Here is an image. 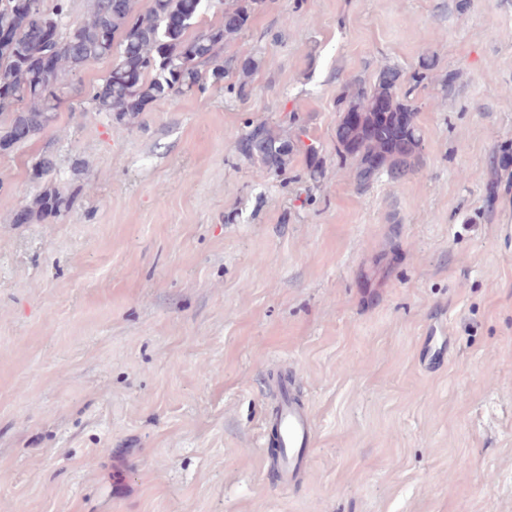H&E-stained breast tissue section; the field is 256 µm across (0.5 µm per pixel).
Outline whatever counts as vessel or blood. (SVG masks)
I'll list each match as a JSON object with an SVG mask.
<instances>
[{"label": "vessel or blood", "mask_w": 512, "mask_h": 512, "mask_svg": "<svg viewBox=\"0 0 512 512\" xmlns=\"http://www.w3.org/2000/svg\"><path fill=\"white\" fill-rule=\"evenodd\" d=\"M279 446L280 469L287 481H295L308 462V451L313 446L314 426L309 413L285 398L272 423Z\"/></svg>", "instance_id": "vessel-or-blood-1"}]
</instances>
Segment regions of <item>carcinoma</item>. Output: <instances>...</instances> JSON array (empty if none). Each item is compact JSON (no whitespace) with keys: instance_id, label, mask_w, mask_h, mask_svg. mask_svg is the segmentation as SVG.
I'll use <instances>...</instances> for the list:
<instances>
[{"instance_id":"obj_1","label":"carcinoma","mask_w":512,"mask_h":512,"mask_svg":"<svg viewBox=\"0 0 512 512\" xmlns=\"http://www.w3.org/2000/svg\"><path fill=\"white\" fill-rule=\"evenodd\" d=\"M68 0H0V152L13 150L42 133L56 120L63 104L62 89L81 70L100 59L116 57L111 70L94 88L88 112H108L119 124L132 126L141 112L177 94L205 93L224 83V44L245 31L265 0H230L223 21L190 35L212 6V0H91L88 16L67 28L61 21ZM259 67L251 55L234 61L238 91L246 95L248 79ZM414 87L401 70L382 65L373 82L346 84L337 97L342 111L336 127L338 162L353 165L360 190L380 176L393 181L414 174L422 156V135L411 103ZM305 134L296 112L285 123H247L237 142L239 155L276 177L288 174L300 136ZM307 180L316 185L323 166L313 144L304 147ZM55 168L45 154L32 166L41 179ZM512 170V143L495 149L491 179ZM69 205L58 188L36 195L16 215L15 223L30 224L56 217Z\"/></svg>"}]
</instances>
